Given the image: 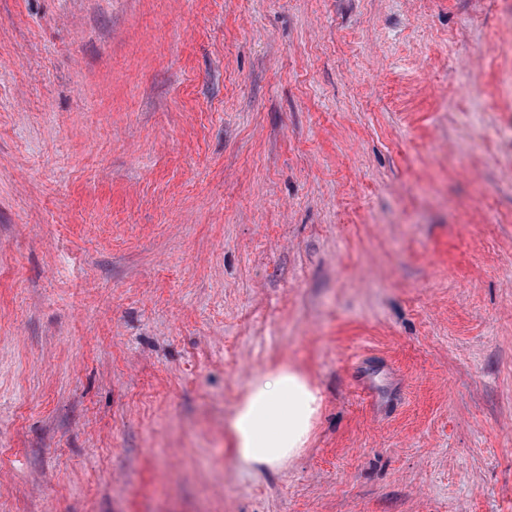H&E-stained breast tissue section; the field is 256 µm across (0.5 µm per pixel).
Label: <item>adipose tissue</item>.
I'll list each match as a JSON object with an SVG mask.
<instances>
[{
  "label": "adipose tissue",
  "mask_w": 512,
  "mask_h": 512,
  "mask_svg": "<svg viewBox=\"0 0 512 512\" xmlns=\"http://www.w3.org/2000/svg\"><path fill=\"white\" fill-rule=\"evenodd\" d=\"M320 397L300 369L284 362L255 373L224 424L235 462L256 471L284 467L306 444Z\"/></svg>",
  "instance_id": "ef3b65f1"
}]
</instances>
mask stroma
<instances>
[{"label": "stroma", "mask_w": 512, "mask_h": 512, "mask_svg": "<svg viewBox=\"0 0 512 512\" xmlns=\"http://www.w3.org/2000/svg\"><path fill=\"white\" fill-rule=\"evenodd\" d=\"M503 23L0 0V512H512ZM285 361L311 438L239 467L224 422Z\"/></svg>", "instance_id": "35a3bbf8"}]
</instances>
